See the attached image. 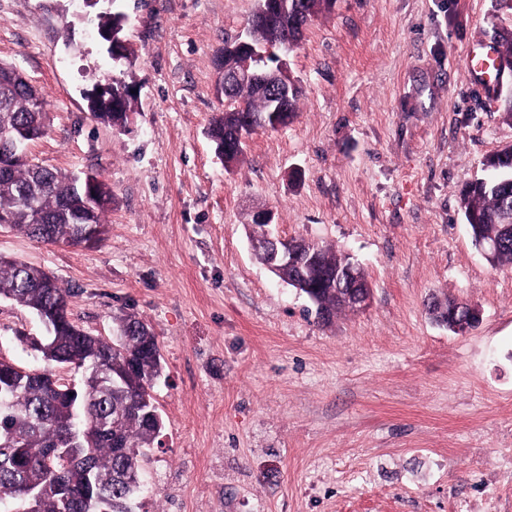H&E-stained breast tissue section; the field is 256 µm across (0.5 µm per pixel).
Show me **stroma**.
<instances>
[{
  "label": "stroma",
  "mask_w": 512,
  "mask_h": 512,
  "mask_svg": "<svg viewBox=\"0 0 512 512\" xmlns=\"http://www.w3.org/2000/svg\"><path fill=\"white\" fill-rule=\"evenodd\" d=\"M253 0H0V61L39 91L36 161L105 181L106 239L43 245L0 229V256L50 270L72 320L158 338L164 421L135 512H512V267L492 269L463 190L512 145V120L469 72L500 45L496 0H336L287 58L293 120L259 129L225 167L207 134L224 109L217 59ZM126 17L132 66L98 28ZM133 91L125 126L96 118V85ZM280 236L350 254L369 308L327 322L254 257L255 210ZM478 305L454 333L426 304ZM45 334L0 299V358L33 363Z\"/></svg>",
  "instance_id": "35a3bbf8"
}]
</instances>
